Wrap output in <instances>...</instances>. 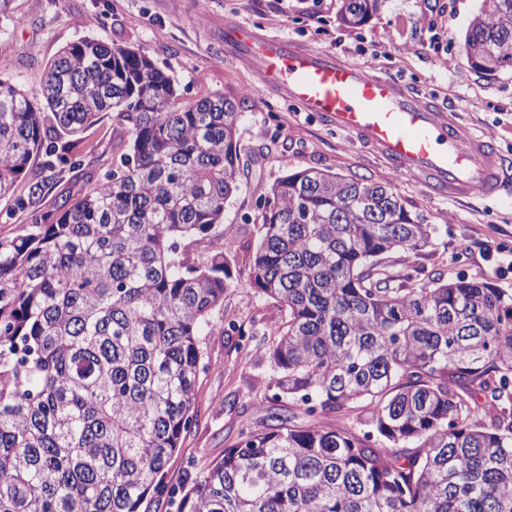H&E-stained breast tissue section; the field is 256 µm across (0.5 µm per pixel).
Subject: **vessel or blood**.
<instances>
[{"label":"vessel or blood","mask_w":512,"mask_h":512,"mask_svg":"<svg viewBox=\"0 0 512 512\" xmlns=\"http://www.w3.org/2000/svg\"><path fill=\"white\" fill-rule=\"evenodd\" d=\"M224 41L261 83L358 136L386 156L396 175L427 174L429 196L494 197L512 184L491 139L472 136L455 116L410 95L393 78L368 75L355 64L238 23L225 26Z\"/></svg>","instance_id":"1"}]
</instances>
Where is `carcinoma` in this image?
Here are the masks:
<instances>
[{"instance_id": "cac0c4a2", "label": "carcinoma", "mask_w": 512, "mask_h": 512, "mask_svg": "<svg viewBox=\"0 0 512 512\" xmlns=\"http://www.w3.org/2000/svg\"><path fill=\"white\" fill-rule=\"evenodd\" d=\"M11 2L1 28L21 22ZM380 2L342 0V19ZM462 52L480 73L512 69V0H482ZM109 113L99 176L62 139ZM239 119L236 101L183 104L145 53L88 36L35 97L0 78V201L24 175L30 199L64 170L88 186L0 237V512H512V292L387 271L383 256L428 246L432 225L390 181L315 168L275 180L245 217L255 249L211 250L254 162ZM238 256L283 312L262 356L273 400L295 409L169 484ZM351 411L360 431L327 423Z\"/></svg>"}]
</instances>
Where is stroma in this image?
I'll return each instance as SVG.
<instances>
[{
	"mask_svg": "<svg viewBox=\"0 0 512 512\" xmlns=\"http://www.w3.org/2000/svg\"><path fill=\"white\" fill-rule=\"evenodd\" d=\"M20 25L0 34V78L36 94L45 65L66 45L90 36L143 48L178 87L180 100L211 94L237 100L239 138L255 152L252 175L224 208L216 232L239 244H257L259 227L242 220L279 177L318 168L346 177L393 180L404 206L435 227L432 243L394 252L392 270L421 267L450 280L464 275L512 290V188L497 199L429 196L421 179L393 177L387 163L352 136L299 111L285 95L264 87L246 62L229 59L224 23L234 20L260 32L361 65L367 73L399 79L413 94L443 104L477 137L492 138L512 167V72L488 78L468 63L461 46L482 0H383L358 26L340 19L341 0H16ZM86 168L112 166V117L104 115L82 135ZM71 173L60 174L31 209L7 211L0 203V236L20 234L31 210L52 208L80 192ZM229 289L220 312L235 330L207 336L208 368L198 381L197 424L172 459L165 479L177 483L223 457L242 428L256 425L274 406L272 372L248 333L277 320L280 311L256 298L243 261L229 264Z\"/></svg>",
	"mask_w": 512,
	"mask_h": 512,
	"instance_id": "obj_1",
	"label": "stroma"
}]
</instances>
